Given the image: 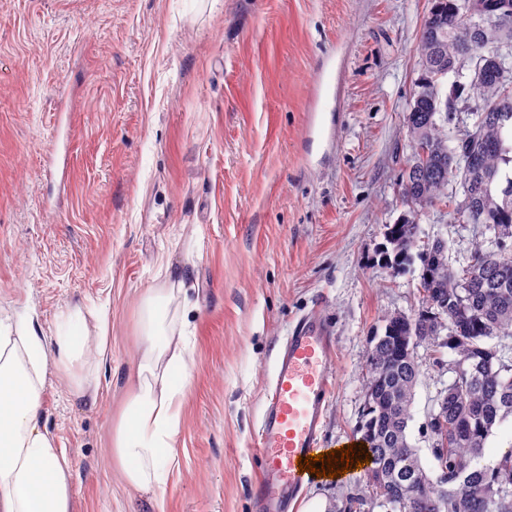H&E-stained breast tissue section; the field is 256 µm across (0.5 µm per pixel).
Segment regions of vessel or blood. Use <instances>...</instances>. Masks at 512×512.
I'll return each mask as SVG.
<instances>
[{
  "label": "vessel or blood",
  "mask_w": 512,
  "mask_h": 512,
  "mask_svg": "<svg viewBox=\"0 0 512 512\" xmlns=\"http://www.w3.org/2000/svg\"><path fill=\"white\" fill-rule=\"evenodd\" d=\"M330 338L315 316L300 318L280 353L261 416V480L252 496L260 512H289L314 475L301 458L319 455L330 389Z\"/></svg>",
  "instance_id": "obj_1"
}]
</instances>
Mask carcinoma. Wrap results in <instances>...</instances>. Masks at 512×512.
Masks as SVG:
<instances>
[{
  "instance_id": "cac0c4a2",
  "label": "carcinoma",
  "mask_w": 512,
  "mask_h": 512,
  "mask_svg": "<svg viewBox=\"0 0 512 512\" xmlns=\"http://www.w3.org/2000/svg\"><path fill=\"white\" fill-rule=\"evenodd\" d=\"M500 13L512 0H431L421 32V77L404 126L411 155L399 181L406 206L385 225V260L395 270L421 261V306L384 316V334L368 356L362 420L372 453L371 502L386 512H512V453L482 462L493 429L512 416V176L495 191L501 165L512 163V92L492 71L439 92V72L473 67L483 46L457 34L478 17L468 4ZM494 105L497 112L485 108ZM455 191L448 192L449 187ZM462 200L455 201L457 194ZM446 199L475 239L459 266L435 239L418 255L419 213ZM448 349L452 381L436 398L426 430L439 473L430 474L408 439L421 376L415 349Z\"/></svg>"
}]
</instances>
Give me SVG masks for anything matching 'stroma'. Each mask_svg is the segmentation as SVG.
I'll return each instance as SVG.
<instances>
[{"instance_id":"1","label":"stroma","mask_w":512,"mask_h":512,"mask_svg":"<svg viewBox=\"0 0 512 512\" xmlns=\"http://www.w3.org/2000/svg\"><path fill=\"white\" fill-rule=\"evenodd\" d=\"M429 0H0V320L55 354L39 424L64 448L73 512H255L260 417L303 315L331 338L321 440L357 435L368 352L385 314L419 305L420 262L378 250L404 211L402 124ZM421 241L469 254L441 203ZM185 273L193 384L164 491L129 487L112 433L144 343V298ZM110 348L96 350L99 318ZM416 349L410 442L436 470L426 424L451 379ZM97 388L73 393V376ZM363 470L316 480L325 512H381ZM83 342V336H74L70 333L57 336L55 344L58 348V358L55 365L58 370L67 374L72 373L74 362L79 357Z\"/></svg>"}]
</instances>
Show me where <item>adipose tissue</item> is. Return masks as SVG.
<instances>
[{
  "label": "adipose tissue",
  "mask_w": 512,
  "mask_h": 512,
  "mask_svg": "<svg viewBox=\"0 0 512 512\" xmlns=\"http://www.w3.org/2000/svg\"><path fill=\"white\" fill-rule=\"evenodd\" d=\"M175 297L159 288L143 301L145 342L112 433L125 483L145 494L167 483L191 384V351L167 321ZM48 362L33 328L0 321V512H72L68 459L38 424Z\"/></svg>",
  "instance_id": "ef3b65f1"
}]
</instances>
